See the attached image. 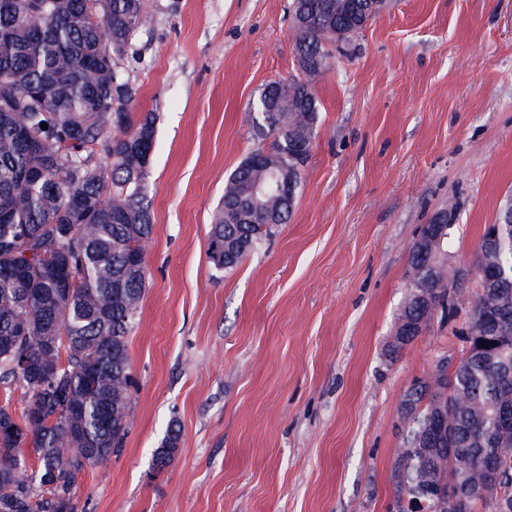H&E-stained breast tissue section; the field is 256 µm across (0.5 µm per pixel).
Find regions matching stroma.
<instances>
[{"instance_id":"35a3bbf8","label":"stroma","mask_w":512,"mask_h":512,"mask_svg":"<svg viewBox=\"0 0 512 512\" xmlns=\"http://www.w3.org/2000/svg\"><path fill=\"white\" fill-rule=\"evenodd\" d=\"M125 63L156 115L154 230L123 451L81 474L85 512H388L401 396L460 355L470 314L392 351L409 251L457 201L448 260L476 295L512 195V0H390L316 84L317 138L288 223L232 272L207 255L254 105L297 71L289 0H145ZM178 451L153 453L169 424Z\"/></svg>"}]
</instances>
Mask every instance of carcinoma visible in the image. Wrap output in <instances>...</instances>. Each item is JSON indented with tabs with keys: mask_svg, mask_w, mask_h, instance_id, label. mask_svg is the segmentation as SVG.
<instances>
[{
	"mask_svg": "<svg viewBox=\"0 0 512 512\" xmlns=\"http://www.w3.org/2000/svg\"><path fill=\"white\" fill-rule=\"evenodd\" d=\"M386 0H291L298 73L268 83L255 105L259 145L224 183L208 256L236 268L287 223L320 122L316 81ZM145 0H0V512H79L78 475L121 453L134 392L128 340L148 284L141 245L152 233L148 197L152 113L130 112L138 88L124 76L132 40L151 24ZM108 36H103V31ZM47 123L48 129L41 128ZM264 179L282 189L251 196ZM450 200L422 234L433 253L410 251L399 348L430 322L445 292ZM495 286L470 298L458 366L417 379L400 404L402 447L392 512H453L452 500L498 512L512 498V202L480 257ZM172 424L157 451L173 460ZM502 468L497 486L488 469Z\"/></svg>",
	"mask_w": 512,
	"mask_h": 512,
	"instance_id": "carcinoma-1",
	"label": "carcinoma"
}]
</instances>
